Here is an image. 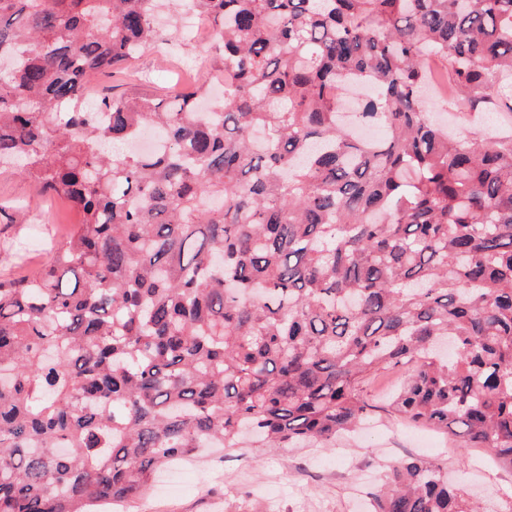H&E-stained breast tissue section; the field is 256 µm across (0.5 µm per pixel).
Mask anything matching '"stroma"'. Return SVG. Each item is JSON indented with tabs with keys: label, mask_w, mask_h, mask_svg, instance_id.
Segmentation results:
<instances>
[{
	"label": "stroma",
	"mask_w": 512,
	"mask_h": 512,
	"mask_svg": "<svg viewBox=\"0 0 512 512\" xmlns=\"http://www.w3.org/2000/svg\"><path fill=\"white\" fill-rule=\"evenodd\" d=\"M221 74L215 54L184 34L175 52L156 43L128 75L93 78L91 89L112 95L137 84L160 94L193 82L218 85ZM75 220L62 199L29 179L0 175V280L35 274ZM410 456L442 465L481 498L497 504L512 498V472L497 467L487 450L462 448L457 438L379 412L329 448L208 449L199 462L158 476L130 512H368V497H355V490L366 492L386 465Z\"/></svg>",
	"instance_id": "1"
}]
</instances>
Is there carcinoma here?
<instances>
[{
  "label": "carcinoma",
  "mask_w": 512,
  "mask_h": 512,
  "mask_svg": "<svg viewBox=\"0 0 512 512\" xmlns=\"http://www.w3.org/2000/svg\"><path fill=\"white\" fill-rule=\"evenodd\" d=\"M186 9L217 111L205 86L88 109ZM433 62L512 116V0H0V174L81 216L0 282V512H123L214 444L333 445L398 365L392 413L512 471V134L435 121ZM352 80L373 140L340 122ZM371 512L485 510L409 457ZM405 375V370L402 368H394L381 372L377 377L367 383V397L370 401L378 403L380 398H383L404 381Z\"/></svg>",
  "instance_id": "cac0c4a2"
}]
</instances>
